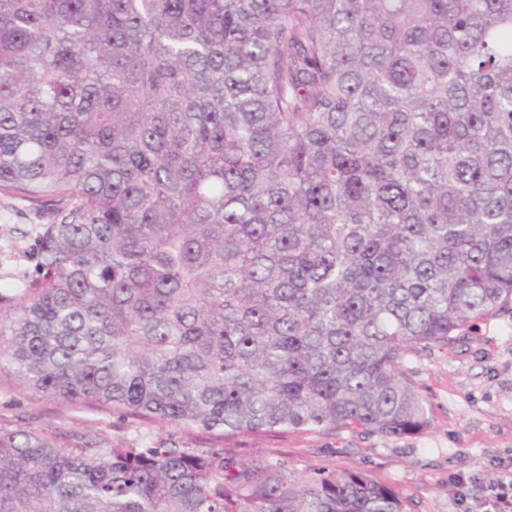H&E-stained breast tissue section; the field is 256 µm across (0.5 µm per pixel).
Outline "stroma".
<instances>
[{"instance_id":"1","label":"stroma","mask_w":512,"mask_h":512,"mask_svg":"<svg viewBox=\"0 0 512 512\" xmlns=\"http://www.w3.org/2000/svg\"><path fill=\"white\" fill-rule=\"evenodd\" d=\"M51 221L50 206L0 193V291L35 277L38 227ZM404 367L429 407L428 427L412 436L346 429L225 440L107 408L36 399L4 377L0 423L56 435L64 448L81 446L88 434L103 447L257 450L298 472L322 464L366 473L401 491L409 512H487L491 486L512 472V304L467 328L460 342L409 354Z\"/></svg>"}]
</instances>
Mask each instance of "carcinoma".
I'll return each instance as SVG.
<instances>
[{
	"mask_svg": "<svg viewBox=\"0 0 512 512\" xmlns=\"http://www.w3.org/2000/svg\"><path fill=\"white\" fill-rule=\"evenodd\" d=\"M0 309L34 397L226 436L422 432L405 356L512 301V0H0ZM0 512H408L230 448L0 424ZM50 205L0 193V293L36 275L38 224H51Z\"/></svg>",
	"mask_w": 512,
	"mask_h": 512,
	"instance_id": "cac0c4a2",
	"label": "carcinoma"
}]
</instances>
